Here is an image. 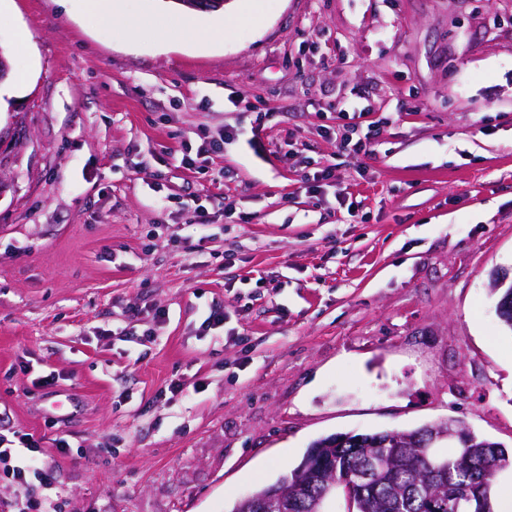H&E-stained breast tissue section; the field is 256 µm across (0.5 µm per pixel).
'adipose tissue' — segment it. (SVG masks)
Here are the masks:
<instances>
[{"label": "adipose tissue", "instance_id": "obj_1", "mask_svg": "<svg viewBox=\"0 0 512 512\" xmlns=\"http://www.w3.org/2000/svg\"><path fill=\"white\" fill-rule=\"evenodd\" d=\"M81 9L97 24L137 30L162 43L199 38L210 44H220L232 35L237 25L236 18L229 17L221 25L208 26L192 13L183 15L175 23L161 15L138 18L129 13L125 0H82Z\"/></svg>", "mask_w": 512, "mask_h": 512}]
</instances>
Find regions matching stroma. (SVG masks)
<instances>
[{
	"label": "stroma",
	"mask_w": 512,
	"mask_h": 512,
	"mask_svg": "<svg viewBox=\"0 0 512 512\" xmlns=\"http://www.w3.org/2000/svg\"><path fill=\"white\" fill-rule=\"evenodd\" d=\"M238 12L216 47L75 0L0 14L25 76L0 80V426L42 436L54 475L0 476L7 512H230L321 437L446 419L512 450L489 288L512 278V0H228L206 19ZM310 167L333 170L316 193ZM216 303L224 327L201 332Z\"/></svg>",
	"instance_id": "obj_1"
}]
</instances>
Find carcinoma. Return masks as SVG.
Returning a JSON list of instances; mask_svg holds the SVG:
<instances>
[{
    "label": "carcinoma",
    "mask_w": 512,
    "mask_h": 512,
    "mask_svg": "<svg viewBox=\"0 0 512 512\" xmlns=\"http://www.w3.org/2000/svg\"><path fill=\"white\" fill-rule=\"evenodd\" d=\"M509 289L497 291L503 308L498 317L505 330L512 332V299L504 300ZM454 420L442 421L413 431H385L366 434L344 433L315 441L311 448L330 466L323 474L302 473L294 469L280 483L306 489L288 497V503L272 501L271 487L253 493L267 512H311V503L324 479L343 472L368 476L360 484L354 501L355 512H493L491 489L494 478L487 470L512 468V453L499 444L473 433L459 441L460 448L444 454L447 467L430 475L424 466L421 443L431 438L432 430L455 429Z\"/></svg>",
    "instance_id": "obj_1"
}]
</instances>
